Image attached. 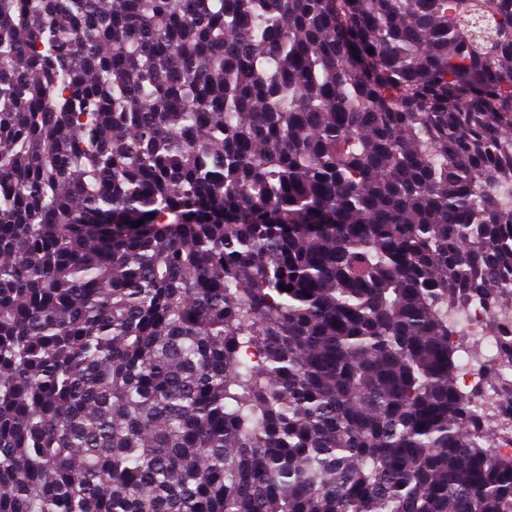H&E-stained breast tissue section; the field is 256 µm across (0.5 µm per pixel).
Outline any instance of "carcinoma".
Here are the masks:
<instances>
[{"label":"carcinoma","mask_w":512,"mask_h":512,"mask_svg":"<svg viewBox=\"0 0 512 512\" xmlns=\"http://www.w3.org/2000/svg\"><path fill=\"white\" fill-rule=\"evenodd\" d=\"M471 307L512 0H0V512H512ZM455 319L462 325H464L468 330V335L466 339L469 341L468 345H471L474 342L470 336H476L485 340L486 344H489L490 341V329L486 328L483 324V313L476 309L470 308L461 313L455 314ZM484 329V333H483ZM485 334V336H484Z\"/></svg>","instance_id":"obj_1"}]
</instances>
